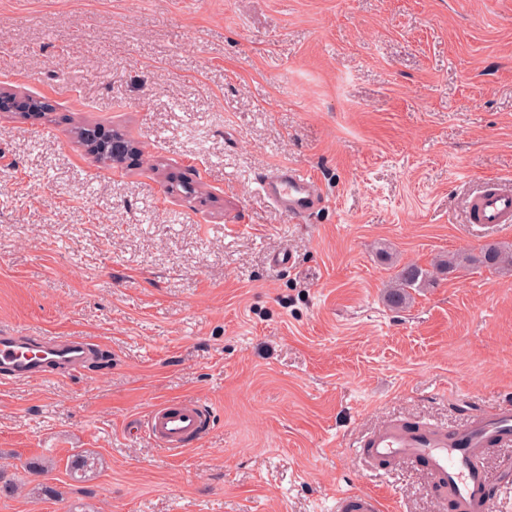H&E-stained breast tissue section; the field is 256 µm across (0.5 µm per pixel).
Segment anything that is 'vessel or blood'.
<instances>
[{
  "label": "vessel or blood",
  "instance_id": "b4317fda",
  "mask_svg": "<svg viewBox=\"0 0 512 512\" xmlns=\"http://www.w3.org/2000/svg\"><path fill=\"white\" fill-rule=\"evenodd\" d=\"M260 190L294 222H303L319 209L325 196L304 171L281 166L266 175ZM468 218L479 232L512 225V189L488 184L467 205ZM94 350L89 336H24L13 329L0 330V380L27 382L78 371ZM209 413L199 402L179 400L155 405L146 431L158 447L181 451L199 440L208 427ZM512 443V403L489 414H479L458 430L405 423L383 425L360 443L359 452L372 465L402 460L419 463L448 497L452 512H495L480 461L490 446ZM336 512H382L377 496L366 491L340 494Z\"/></svg>",
  "mask_w": 512,
  "mask_h": 512
}]
</instances>
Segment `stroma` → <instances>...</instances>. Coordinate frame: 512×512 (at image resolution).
I'll return each mask as SVG.
<instances>
[{
  "label": "stroma",
  "instance_id": "obj_1",
  "mask_svg": "<svg viewBox=\"0 0 512 512\" xmlns=\"http://www.w3.org/2000/svg\"><path fill=\"white\" fill-rule=\"evenodd\" d=\"M1 45L0 87L45 112H0V326L97 348L0 385V512H335L352 489L448 512L357 445L512 401V275L384 299L402 266L512 245L464 222L512 187V0H0ZM83 124L140 159L96 162ZM282 165L323 189L305 223L258 189ZM179 399L211 424L173 453L145 419Z\"/></svg>",
  "mask_w": 512,
  "mask_h": 512
}]
</instances>
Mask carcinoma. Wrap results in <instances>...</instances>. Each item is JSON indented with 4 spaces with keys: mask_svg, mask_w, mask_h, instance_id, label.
<instances>
[{
    "mask_svg": "<svg viewBox=\"0 0 512 512\" xmlns=\"http://www.w3.org/2000/svg\"><path fill=\"white\" fill-rule=\"evenodd\" d=\"M471 261L498 273L507 274L512 271V250L498 244H488L474 260L458 253H448L437 258L430 270L417 265L404 266L391 278L385 299L394 307H403L412 299V291L433 286L437 281V275L450 274Z\"/></svg>",
    "mask_w": 512,
    "mask_h": 512,
    "instance_id": "1",
    "label": "carcinoma"
}]
</instances>
